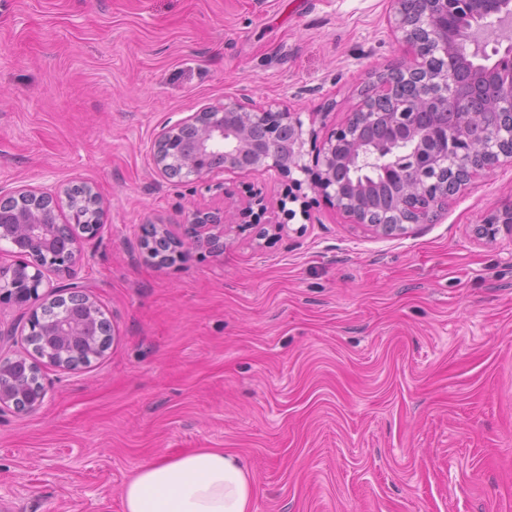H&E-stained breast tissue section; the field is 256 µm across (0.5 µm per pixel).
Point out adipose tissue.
Returning a JSON list of instances; mask_svg holds the SVG:
<instances>
[{"label":"adipose tissue","mask_w":512,"mask_h":512,"mask_svg":"<svg viewBox=\"0 0 512 512\" xmlns=\"http://www.w3.org/2000/svg\"><path fill=\"white\" fill-rule=\"evenodd\" d=\"M253 500L250 474L221 448L143 466L122 489L124 512H253Z\"/></svg>","instance_id":"1"}]
</instances>
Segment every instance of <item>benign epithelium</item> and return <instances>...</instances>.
Segmentation results:
<instances>
[{
    "instance_id": "obj_1",
    "label": "benign epithelium",
    "mask_w": 512,
    "mask_h": 512,
    "mask_svg": "<svg viewBox=\"0 0 512 512\" xmlns=\"http://www.w3.org/2000/svg\"><path fill=\"white\" fill-rule=\"evenodd\" d=\"M393 32L411 53L365 84L366 94L348 113L345 122L316 149L314 165L304 162L306 139L316 130H303L300 113L271 108L248 109L241 104H216L163 127L151 143L158 173L171 179H201L217 169L244 173L274 172L288 180L286 199L296 202L310 189L333 201L336 210L354 224H365L380 235L406 232L408 224H423L441 208L448 196L471 179L487 174L503 162L512 163V43L497 52L489 65L474 61L475 53L461 46L472 41L475 29L491 20L512 18V0H392ZM402 84L414 85L418 94L404 97ZM485 97L488 107L500 112L504 122L486 126L479 112H458L454 126L433 122L419 125L423 112H439L462 99L468 92ZM260 125L267 137L256 141L252 130ZM301 173L305 179L294 177ZM375 174L372 181L358 177ZM393 178L398 187L389 212L377 217L370 203L369 189L380 180ZM52 189L29 190L31 209L23 214L0 208V242L13 239L6 229L18 225L17 234L27 246L23 262L10 276L0 277V302L29 309L27 336H40V348L33 354L0 359V412L19 410L18 381L41 370V361L64 371H76L83 362L80 352L99 357L105 345L93 333L103 312L93 296L83 293V313L76 320L45 324L39 311L51 287L47 274L70 277L62 287L79 288L74 282L76 267L84 259L86 246L101 228L103 201L91 185H83L76 203L67 205L70 223L85 228L56 242L45 227L56 223L60 195ZM157 235L169 243L165 263L183 255L184 247L203 246L211 252L224 251V238L234 232L226 211L194 209L188 223H155ZM512 234V202L501 204L478 225L477 235L493 239L500 228Z\"/></svg>"
}]
</instances>
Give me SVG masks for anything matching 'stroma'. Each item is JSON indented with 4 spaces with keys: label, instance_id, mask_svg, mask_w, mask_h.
<instances>
[{
    "label": "stroma",
    "instance_id": "1",
    "mask_svg": "<svg viewBox=\"0 0 512 512\" xmlns=\"http://www.w3.org/2000/svg\"><path fill=\"white\" fill-rule=\"evenodd\" d=\"M391 0H0V197L87 183L103 225L77 269L114 329L35 412L0 413V512H123L141 466L235 453L253 512H512V235L476 225L512 164L433 222L382 237L286 180L176 182L149 145L219 103L300 113L326 138L404 55ZM262 194L221 255L162 265L147 221ZM0 303V356L30 353Z\"/></svg>",
    "mask_w": 512,
    "mask_h": 512
}]
</instances>
